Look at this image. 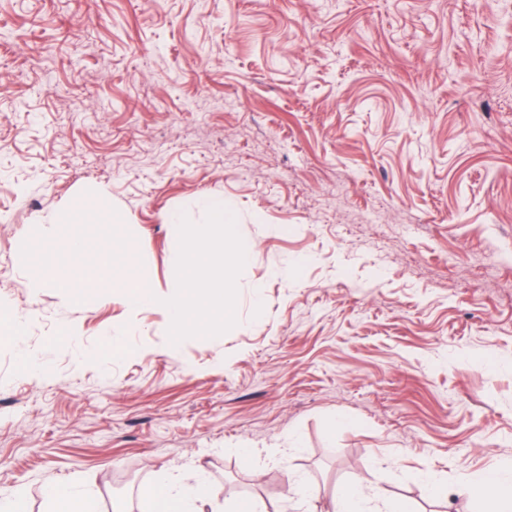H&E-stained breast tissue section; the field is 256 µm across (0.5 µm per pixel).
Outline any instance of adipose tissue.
<instances>
[{"label":"adipose tissue","instance_id":"adipose-tissue-1","mask_svg":"<svg viewBox=\"0 0 512 512\" xmlns=\"http://www.w3.org/2000/svg\"><path fill=\"white\" fill-rule=\"evenodd\" d=\"M148 496L152 512H205L212 502L211 488L196 468L155 484Z\"/></svg>","mask_w":512,"mask_h":512}]
</instances>
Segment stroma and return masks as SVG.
Wrapping results in <instances>:
<instances>
[{"label": "stroma", "instance_id": "35a3bbf8", "mask_svg": "<svg viewBox=\"0 0 512 512\" xmlns=\"http://www.w3.org/2000/svg\"><path fill=\"white\" fill-rule=\"evenodd\" d=\"M209 197L253 246L217 338L127 308L99 237L71 289L21 257L100 204L168 294L170 222ZM1 309L0 496L27 512L65 483L108 512L131 473L148 512L193 465L221 512L231 472L258 512L354 481L491 512L460 489L512 463V0H0Z\"/></svg>", "mask_w": 512, "mask_h": 512}]
</instances>
